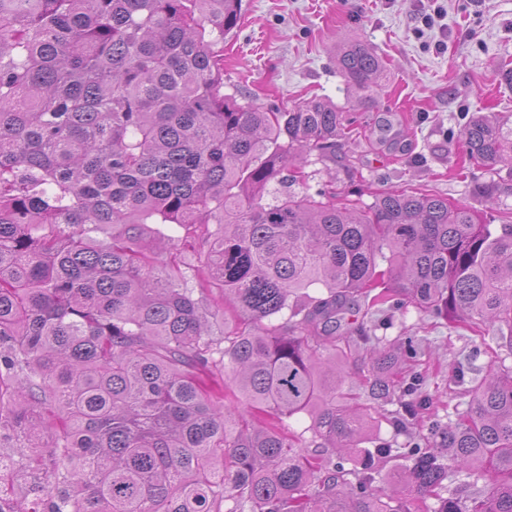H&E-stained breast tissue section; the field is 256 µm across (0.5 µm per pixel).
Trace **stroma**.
<instances>
[{"label":"stroma","mask_w":512,"mask_h":512,"mask_svg":"<svg viewBox=\"0 0 512 512\" xmlns=\"http://www.w3.org/2000/svg\"><path fill=\"white\" fill-rule=\"evenodd\" d=\"M362 40L382 56L386 84L373 108L348 101L333 49ZM512 0H242L241 22L224 40V82L264 106L327 97L357 133L336 145V189L415 188L512 224V196L491 204L472 193L483 170L463 166L462 130L475 115L512 114ZM391 121L388 132L377 122ZM380 335L412 337L429 363L428 391L442 402L456 365L481 379L489 362L512 368L495 335L478 338L450 318L400 301Z\"/></svg>","instance_id":"obj_1"}]
</instances>
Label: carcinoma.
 Here are the masks:
<instances>
[{
	"instance_id": "obj_1",
	"label": "carcinoma",
	"mask_w": 512,
	"mask_h": 512,
	"mask_svg": "<svg viewBox=\"0 0 512 512\" xmlns=\"http://www.w3.org/2000/svg\"><path fill=\"white\" fill-rule=\"evenodd\" d=\"M240 18L241 0H0V512H512V371L426 419L421 352L375 334L404 296L512 350V224L311 191L351 121L224 92ZM336 57L375 103L374 48ZM463 134L473 195L512 194V115ZM377 417L418 433L376 443ZM393 459L399 495L378 486Z\"/></svg>"
}]
</instances>
